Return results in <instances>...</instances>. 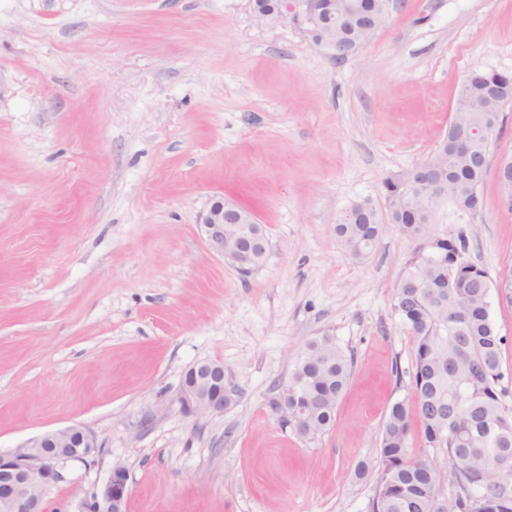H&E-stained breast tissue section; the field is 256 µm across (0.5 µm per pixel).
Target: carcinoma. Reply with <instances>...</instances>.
<instances>
[{
	"instance_id": "cac0c4a2",
	"label": "carcinoma",
	"mask_w": 512,
	"mask_h": 512,
	"mask_svg": "<svg viewBox=\"0 0 512 512\" xmlns=\"http://www.w3.org/2000/svg\"><path fill=\"white\" fill-rule=\"evenodd\" d=\"M322 13L336 23V40L357 51L365 45L359 24L383 28V0H321ZM498 98L512 103V74L475 70L463 84L455 110L460 118L497 129L499 113L469 112L467 104ZM455 124L429 165L444 197L459 215L480 194L486 168L473 156L491 148L459 153ZM387 217L367 200L352 204L336 224V236L355 259L376 245L384 221L416 241L395 289L394 309L414 336L412 402L394 403L383 424L377 481L370 512H431L436 495L448 494L447 512H512V407L501 386L503 337L490 317L492 282L465 258L466 241L436 240L427 225L435 208L400 197L410 190L404 176L383 183ZM352 359L332 336L309 342L288 379V413L301 416L309 434L331 428L347 385ZM428 448L448 470L421 458Z\"/></svg>"
}]
</instances>
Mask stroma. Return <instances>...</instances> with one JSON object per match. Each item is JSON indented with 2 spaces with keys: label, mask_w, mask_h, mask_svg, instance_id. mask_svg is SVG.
<instances>
[{
  "label": "stroma",
  "mask_w": 512,
  "mask_h": 512,
  "mask_svg": "<svg viewBox=\"0 0 512 512\" xmlns=\"http://www.w3.org/2000/svg\"><path fill=\"white\" fill-rule=\"evenodd\" d=\"M476 69L512 73V0H407L342 61L251 0H0V453L74 423L101 445L48 512H84L116 464L127 512H368L387 412L412 397L394 294L414 242L387 224L356 260L335 226L432 158ZM481 194L429 230L494 281L496 165ZM220 197L265 231L251 274L202 232ZM490 314L511 405L512 302ZM322 335L353 365L333 427L300 437L268 402ZM203 361L238 395L189 417Z\"/></svg>",
  "instance_id": "1"
}]
</instances>
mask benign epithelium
Here are the masks:
<instances>
[{"label":"benign epithelium","instance_id":"benign-epithelium-1","mask_svg":"<svg viewBox=\"0 0 512 512\" xmlns=\"http://www.w3.org/2000/svg\"><path fill=\"white\" fill-rule=\"evenodd\" d=\"M316 0H279L270 13L258 10L254 14L274 25L283 21L296 23L302 14L314 13ZM319 44L330 50L338 60L348 57L343 44L332 31L320 27ZM234 224H255L253 211L222 199L214 201L201 218L210 248L231 260L238 268L252 266L255 251L264 247L261 241L241 244L238 238L224 236V221ZM238 390L224 384V365L211 367V374L201 382L180 388L178 402L188 416L221 414L232 404ZM100 452L96 435L81 424L45 432L17 448L0 453V512H45V497L53 486L62 481L63 470L73 461H89ZM129 495L126 468L112 466V475L101 493L94 494L85 504L87 512H126Z\"/></svg>","mask_w":512,"mask_h":512}]
</instances>
